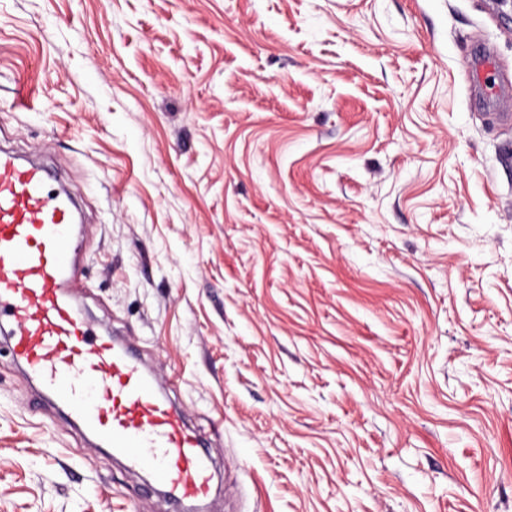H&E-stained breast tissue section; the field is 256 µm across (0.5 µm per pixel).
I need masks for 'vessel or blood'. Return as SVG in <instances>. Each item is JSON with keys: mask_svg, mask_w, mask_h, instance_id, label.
Here are the masks:
<instances>
[{"mask_svg": "<svg viewBox=\"0 0 512 512\" xmlns=\"http://www.w3.org/2000/svg\"><path fill=\"white\" fill-rule=\"evenodd\" d=\"M49 181L44 165L0 149V325L11 358L172 501H206L214 473L199 434L130 348L95 336L72 301L78 216Z\"/></svg>", "mask_w": 512, "mask_h": 512, "instance_id": "obj_1", "label": "vessel or blood"}]
</instances>
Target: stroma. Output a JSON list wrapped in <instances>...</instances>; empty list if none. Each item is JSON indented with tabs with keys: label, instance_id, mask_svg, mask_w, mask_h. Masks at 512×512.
I'll return each instance as SVG.
<instances>
[{
	"label": "stroma",
	"instance_id": "obj_1",
	"mask_svg": "<svg viewBox=\"0 0 512 512\" xmlns=\"http://www.w3.org/2000/svg\"><path fill=\"white\" fill-rule=\"evenodd\" d=\"M499 80L502 0H0V144L82 207L85 317L179 374L203 512H512ZM0 512L171 508L0 353Z\"/></svg>",
	"mask_w": 512,
	"mask_h": 512
}]
</instances>
